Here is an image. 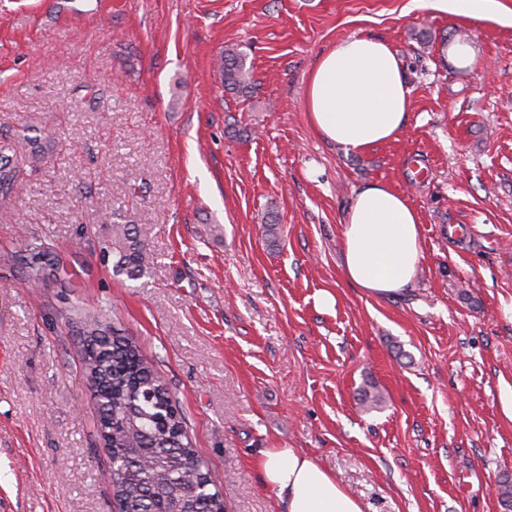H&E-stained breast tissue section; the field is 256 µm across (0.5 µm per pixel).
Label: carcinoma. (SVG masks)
I'll list each match as a JSON object with an SVG mask.
<instances>
[{"instance_id": "carcinoma-1", "label": "carcinoma", "mask_w": 512, "mask_h": 512, "mask_svg": "<svg viewBox=\"0 0 512 512\" xmlns=\"http://www.w3.org/2000/svg\"><path fill=\"white\" fill-rule=\"evenodd\" d=\"M219 67L224 91L245 96L253 93L252 71L241 52L225 49ZM26 166V154L0 147V206L15 197ZM112 216L115 236L130 242L129 251L120 256L117 266L137 279L148 269L146 248L134 235L133 220L118 208L112 209ZM82 335L84 376L98 406L99 434L111 456L122 459V465H139L136 479L114 482L113 495L126 512H138L143 484L154 482L162 497L176 503L184 474L180 468L166 466V461L173 452L181 459L198 458L186 435L183 415L172 410L166 386L142 356L134 337L103 323L86 326ZM196 473L202 486L201 512H224V501L211 489L208 466L200 464Z\"/></svg>"}]
</instances>
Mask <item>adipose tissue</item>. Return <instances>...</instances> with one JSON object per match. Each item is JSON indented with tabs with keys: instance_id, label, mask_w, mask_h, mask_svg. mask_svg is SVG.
Instances as JSON below:
<instances>
[{
	"instance_id": "1",
	"label": "adipose tissue",
	"mask_w": 512,
	"mask_h": 512,
	"mask_svg": "<svg viewBox=\"0 0 512 512\" xmlns=\"http://www.w3.org/2000/svg\"><path fill=\"white\" fill-rule=\"evenodd\" d=\"M410 93L391 48L354 36L318 58L307 80L304 107L325 140L364 153L401 129ZM342 239L346 278L376 297L403 291L423 258L415 209L403 193L383 182L356 192ZM257 467L287 512H363L360 501L333 475L296 449H265Z\"/></svg>"
}]
</instances>
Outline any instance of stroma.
<instances>
[{
  "label": "stroma",
  "instance_id": "obj_1",
  "mask_svg": "<svg viewBox=\"0 0 512 512\" xmlns=\"http://www.w3.org/2000/svg\"><path fill=\"white\" fill-rule=\"evenodd\" d=\"M493 3L477 20L414 0H0V145L40 148L0 209V253L36 241L61 267L32 288L0 263V512L112 510L91 318L139 341L227 512H279L264 448L316 459L365 512H504L512 0ZM359 35L388 43L411 96L395 138L353 154L304 96L319 56ZM229 47L252 96L222 86ZM376 180L421 227V265L390 298L342 266L346 212ZM102 197L137 226L141 278L116 268ZM369 384L381 408L360 404Z\"/></svg>",
  "mask_w": 512,
  "mask_h": 512
}]
</instances>
